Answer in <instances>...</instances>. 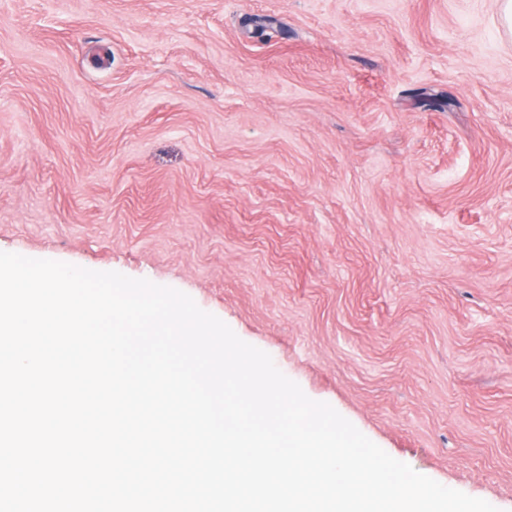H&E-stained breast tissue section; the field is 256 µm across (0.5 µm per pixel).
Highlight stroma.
<instances>
[{
    "instance_id": "1",
    "label": "stroma",
    "mask_w": 512,
    "mask_h": 512,
    "mask_svg": "<svg viewBox=\"0 0 512 512\" xmlns=\"http://www.w3.org/2000/svg\"><path fill=\"white\" fill-rule=\"evenodd\" d=\"M0 251L186 293L512 512L500 0H0Z\"/></svg>"
}]
</instances>
